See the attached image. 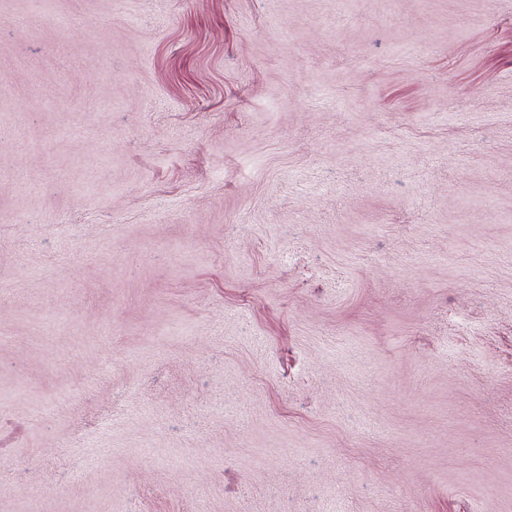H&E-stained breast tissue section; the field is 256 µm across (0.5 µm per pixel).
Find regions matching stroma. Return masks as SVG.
<instances>
[{"instance_id":"obj_1","label":"stroma","mask_w":512,"mask_h":512,"mask_svg":"<svg viewBox=\"0 0 512 512\" xmlns=\"http://www.w3.org/2000/svg\"><path fill=\"white\" fill-rule=\"evenodd\" d=\"M0 512H512V0H0Z\"/></svg>"}]
</instances>
